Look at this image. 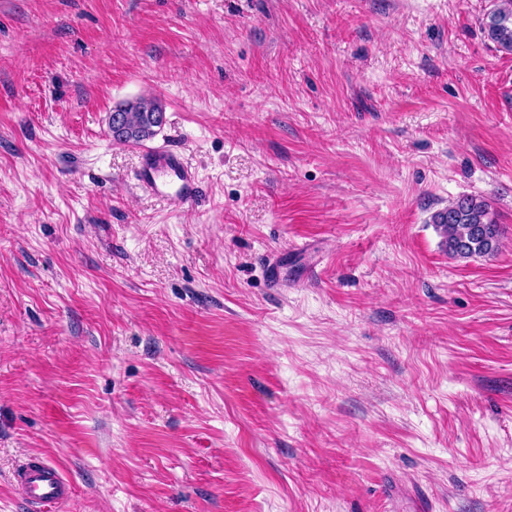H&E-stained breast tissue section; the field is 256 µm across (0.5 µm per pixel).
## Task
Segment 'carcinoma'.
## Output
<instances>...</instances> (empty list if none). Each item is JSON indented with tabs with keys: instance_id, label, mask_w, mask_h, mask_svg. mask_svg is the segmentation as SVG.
Here are the masks:
<instances>
[{
	"instance_id": "carcinoma-1",
	"label": "carcinoma",
	"mask_w": 512,
	"mask_h": 512,
	"mask_svg": "<svg viewBox=\"0 0 512 512\" xmlns=\"http://www.w3.org/2000/svg\"><path fill=\"white\" fill-rule=\"evenodd\" d=\"M485 27L498 47L512 53V0H494L486 14ZM126 112L119 128L111 129L120 144L139 145L156 136L165 124L166 112L156 98L124 102ZM441 244L453 259L491 256L500 246V226L491 216L488 204L473 196H461L432 216Z\"/></svg>"
}]
</instances>
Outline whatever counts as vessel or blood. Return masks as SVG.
I'll return each instance as SVG.
<instances>
[{
	"label": "vessel or blood",
	"mask_w": 512,
	"mask_h": 512,
	"mask_svg": "<svg viewBox=\"0 0 512 512\" xmlns=\"http://www.w3.org/2000/svg\"><path fill=\"white\" fill-rule=\"evenodd\" d=\"M135 181L140 190L156 197L174 198L195 205L203 195L196 169L182 152L164 145L151 147L140 155ZM18 496L36 512H55L72 492L71 482L51 462L26 463L13 474Z\"/></svg>",
	"instance_id": "vessel-or-blood-1"
}]
</instances>
